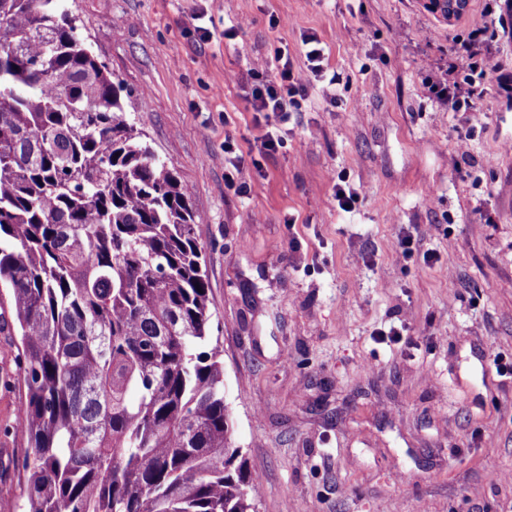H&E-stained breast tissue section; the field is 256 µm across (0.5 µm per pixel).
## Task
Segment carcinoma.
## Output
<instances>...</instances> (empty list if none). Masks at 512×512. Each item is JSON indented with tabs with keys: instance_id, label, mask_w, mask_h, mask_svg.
<instances>
[{
	"instance_id": "cac0c4a2",
	"label": "carcinoma",
	"mask_w": 512,
	"mask_h": 512,
	"mask_svg": "<svg viewBox=\"0 0 512 512\" xmlns=\"http://www.w3.org/2000/svg\"><path fill=\"white\" fill-rule=\"evenodd\" d=\"M0 288L26 512H257L195 212L58 0H0Z\"/></svg>"
}]
</instances>
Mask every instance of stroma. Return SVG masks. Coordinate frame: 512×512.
I'll return each mask as SVG.
<instances>
[{"label": "stroma", "instance_id": "1", "mask_svg": "<svg viewBox=\"0 0 512 512\" xmlns=\"http://www.w3.org/2000/svg\"><path fill=\"white\" fill-rule=\"evenodd\" d=\"M427 3L61 0L200 216L258 512H512V377L493 361L512 362V93L488 79L452 164L461 118L423 82L485 0L452 22ZM307 34L338 83L313 79L284 119L253 111L250 72L303 66ZM228 141L252 192L224 182ZM340 184L363 188L353 211ZM19 345L0 331V512H25Z\"/></svg>", "mask_w": 512, "mask_h": 512}]
</instances>
